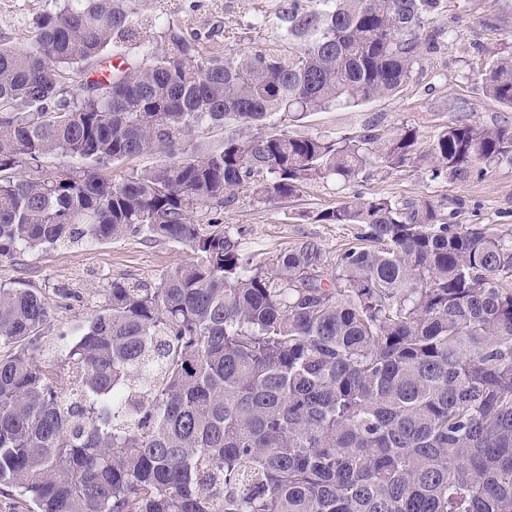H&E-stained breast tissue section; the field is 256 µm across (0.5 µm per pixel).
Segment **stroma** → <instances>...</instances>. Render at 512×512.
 <instances>
[{"label": "stroma", "instance_id": "obj_1", "mask_svg": "<svg viewBox=\"0 0 512 512\" xmlns=\"http://www.w3.org/2000/svg\"><path fill=\"white\" fill-rule=\"evenodd\" d=\"M151 14L173 22L184 34L209 35L222 53H243L277 41L278 18L284 0H148ZM55 5V0H0V40L24 48L29 44V23ZM264 15L256 31L245 26L248 15ZM435 27L448 34L441 53L425 57L413 79L388 99H375L355 107H333L294 120L274 116L277 129L291 135L338 139L364 133L367 127L394 132L416 130L428 144L445 127L470 123L512 126V110L486 92L482 73L497 56L512 52V0H443ZM362 197L416 203L429 198L442 201L455 212L456 223L484 224L512 229V162L485 168L482 176L466 181L423 178L418 164L390 171L370 170L351 181L330 180L305 190L302 196L272 203L248 198L224 212V221L242 229L248 252L256 259L304 240L319 242L328 258L354 242L357 226L322 224L321 210ZM192 252L183 245L143 236L35 249L0 258V286L36 288L51 308V329L41 341L42 351L56 345L58 329L88 318L103 301V290L115 279L151 283L161 274L189 262ZM77 294V301L61 300L57 289Z\"/></svg>", "mask_w": 512, "mask_h": 512}]
</instances>
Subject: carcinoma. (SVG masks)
Returning a JSON list of instances; mask_svg holds the SVG:
<instances>
[{
	"mask_svg": "<svg viewBox=\"0 0 512 512\" xmlns=\"http://www.w3.org/2000/svg\"><path fill=\"white\" fill-rule=\"evenodd\" d=\"M142 2L62 0L28 47L0 43V257L140 234L194 254L113 280L40 362L43 293L0 287V494L24 512H512V232L357 197L315 216L359 226L334 261L306 240L259 263L224 223L244 191L512 161V127L423 148L409 128L267 126L394 95L444 47L442 0H288L278 43L224 55ZM484 85L512 109V53ZM229 122L262 131L182 147ZM152 152L170 161L104 173Z\"/></svg>",
	"mask_w": 512,
	"mask_h": 512,
	"instance_id": "cac0c4a2",
	"label": "carcinoma"
}]
</instances>
